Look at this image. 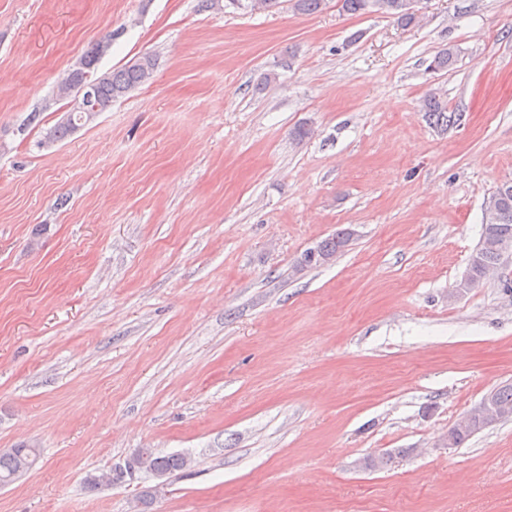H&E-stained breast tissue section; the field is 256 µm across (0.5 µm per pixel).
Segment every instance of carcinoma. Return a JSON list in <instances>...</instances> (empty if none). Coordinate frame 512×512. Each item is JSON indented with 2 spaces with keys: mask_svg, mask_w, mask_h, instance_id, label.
Here are the masks:
<instances>
[{
  "mask_svg": "<svg viewBox=\"0 0 512 512\" xmlns=\"http://www.w3.org/2000/svg\"><path fill=\"white\" fill-rule=\"evenodd\" d=\"M326 0H292L293 9L302 15H312L323 10ZM418 0H339L340 9L352 15L385 14L394 19L402 27H410L419 23L420 14L417 9ZM110 46V39L97 42L83 57L80 66L72 69L74 75L88 73L96 65L99 58L104 55ZM457 61L454 48L439 51L430 64L435 72L451 69ZM156 69V59L145 54L134 62L119 69H114L98 78L95 82L96 102L100 110L105 112L112 107V102L139 86L149 82ZM423 109L431 124L436 127H448V103L434 95L424 100ZM87 124L84 113L68 109L63 117L45 133V141L59 142L80 125ZM353 239V232L349 229H340L332 236L319 243L322 252L329 258H334L349 246ZM512 248V188L505 192L493 190L484 202V216L481 238L471 257L469 268L461 281L463 288L476 286L498 262L500 247ZM492 401L512 418V384H505L489 392ZM483 430L481 419L474 417L468 427L462 428L454 424L449 429L451 442L449 446L457 447L463 444L470 436ZM39 457L38 449L27 443H19L13 448L0 452V484L14 481L22 474L21 463L32 467ZM133 457L139 460L140 469L165 476L186 469L189 459L182 454L161 455L152 448H140ZM128 472L124 469L111 470L99 475L91 474L87 484L92 489L108 487L124 481Z\"/></svg>",
  "mask_w": 512,
  "mask_h": 512,
  "instance_id": "1",
  "label": "carcinoma"
}]
</instances>
